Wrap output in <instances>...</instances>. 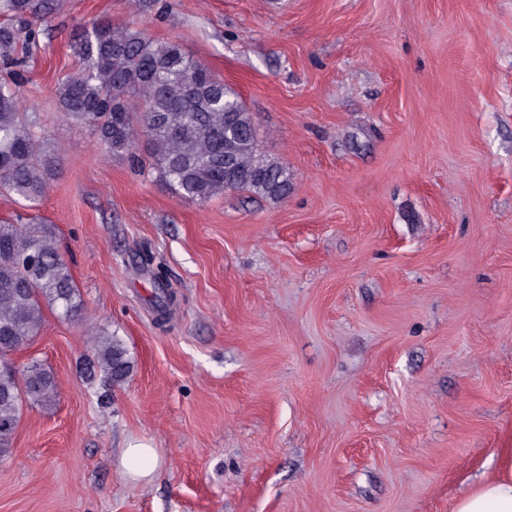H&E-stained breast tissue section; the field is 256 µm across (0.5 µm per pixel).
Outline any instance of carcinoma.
Returning <instances> with one entry per match:
<instances>
[{
    "label": "carcinoma",
    "mask_w": 512,
    "mask_h": 512,
    "mask_svg": "<svg viewBox=\"0 0 512 512\" xmlns=\"http://www.w3.org/2000/svg\"><path fill=\"white\" fill-rule=\"evenodd\" d=\"M53 0H0V60L13 61L20 44L35 46L40 17ZM78 68L58 79L64 121L87 126L109 153L137 155L140 137L149 146V166L180 198L203 204L227 192L249 190L281 198L288 170L258 149L252 117L224 80L173 41H157L131 22L106 19L80 27L74 42ZM15 74L0 82V189L34 207L60 165L35 132L38 117L21 111ZM80 322L84 300L54 234L44 224L0 222V360L39 335L44 308ZM81 370L101 377L100 407L111 405L110 387L133 372L124 340L98 328L84 336ZM54 375L37 362L0 371V449L14 435L23 409L54 400Z\"/></svg>",
    "instance_id": "1"
}]
</instances>
